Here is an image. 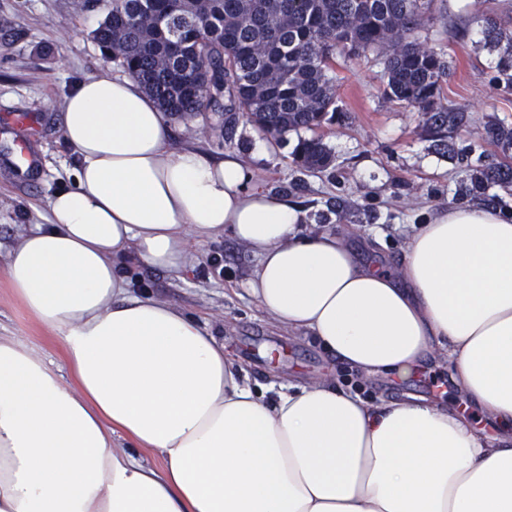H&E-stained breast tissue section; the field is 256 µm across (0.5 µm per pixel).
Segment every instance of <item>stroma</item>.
<instances>
[{
    "label": "stroma",
    "mask_w": 512,
    "mask_h": 512,
    "mask_svg": "<svg viewBox=\"0 0 512 512\" xmlns=\"http://www.w3.org/2000/svg\"><path fill=\"white\" fill-rule=\"evenodd\" d=\"M110 0H0V118L33 115L37 131L27 137L37 160L32 175L8 162L12 134H0V336L28 341L39 352L57 354L52 333L36 325L12 297L5 269L27 227L45 223L51 194L72 184L74 155L62 134L61 104L72 85L97 73L105 62L91 38ZM512 12V0H433L421 42L444 53L451 74L441 86L446 106L465 109L468 123L439 140L417 109L381 95L383 56L369 51L357 58L337 57L339 110L332 123L317 129L330 148L333 167L304 175L294 186L292 151L297 134L280 141L238 122L225 136L202 114L172 121L176 144L215 154L233 150L245 159L254 183L288 195L306 214L308 233L348 237L364 256L398 263L420 224L439 209L467 206L464 179L476 161H503L502 149L484 138L488 121L512 125V88L497 82L499 55L485 46V17ZM224 257L223 273L210 266ZM256 259L231 233L214 237L198 252L193 271L134 267V284L156 299L199 317L226 343L251 383H310L331 380L373 400L411 396L455 408L457 391L449 386L446 362L425 358L411 376L395 382L366 377L322 350L312 337L279 329L242 286Z\"/></svg>",
    "instance_id": "35a3bbf8"
}]
</instances>
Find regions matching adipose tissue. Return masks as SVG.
Instances as JSON below:
<instances>
[{"instance_id": "obj_1", "label": "adipose tissue", "mask_w": 512, "mask_h": 512, "mask_svg": "<svg viewBox=\"0 0 512 512\" xmlns=\"http://www.w3.org/2000/svg\"><path fill=\"white\" fill-rule=\"evenodd\" d=\"M61 110L74 186L5 272L60 356L0 336V512H512V220L438 211L395 276L303 232L238 153L175 145L130 75L82 79ZM227 231L279 327L368 375L446 351L500 436L425 399L251 385L205 323L132 293L129 261L188 270Z\"/></svg>"}]
</instances>
